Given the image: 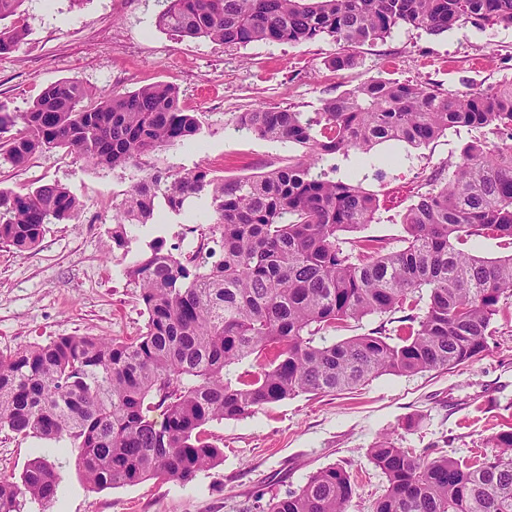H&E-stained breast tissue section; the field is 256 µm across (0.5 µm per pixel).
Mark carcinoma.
<instances>
[{"label": "carcinoma", "mask_w": 512, "mask_h": 512, "mask_svg": "<svg viewBox=\"0 0 512 512\" xmlns=\"http://www.w3.org/2000/svg\"><path fill=\"white\" fill-rule=\"evenodd\" d=\"M25 0H0V55L25 31L3 21ZM472 21L512 25V0H163L156 27L226 47L353 45L403 25L440 34ZM81 82L49 85L25 112L0 103V163L22 167L67 149L137 180L112 206V243L154 219L159 202L185 213L190 198L210 212L208 254H175L158 240L128 269L148 319L133 339L58 336L0 353V431L80 449L94 488L151 477L185 483L219 463L205 427L254 414L300 394L353 390L384 373L411 375L472 362L488 350L499 302L512 296V255L463 249L472 236L512 241V145L477 139L446 179L428 177L402 223L396 250L343 235L373 222L379 200L334 177L336 155L367 156L388 141L414 148L455 127L490 128L512 140V83L443 93L421 81L374 79L323 101L312 114L257 106L232 120L236 132L304 149L294 164L251 176L215 177L197 166L171 173L143 158L201 131L177 89L156 83L96 104ZM80 202L59 183L27 194L0 190V243L33 249L49 224L71 221ZM428 291L425 310L415 294ZM410 311L396 337L381 328L330 342L324 333L373 314ZM259 362L247 377L233 371ZM161 411L162 419L153 417ZM494 454L468 464L402 448L388 435L368 455L386 479L374 512H512V427L491 438ZM56 466L31 459L19 481H0V512L49 504ZM355 484L330 465L271 503L267 512H348Z\"/></svg>", "instance_id": "cac0c4a2"}]
</instances>
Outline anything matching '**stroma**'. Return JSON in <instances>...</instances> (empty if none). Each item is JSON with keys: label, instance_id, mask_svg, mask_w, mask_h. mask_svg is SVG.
<instances>
[{"label": "stroma", "instance_id": "35a3bbf8", "mask_svg": "<svg viewBox=\"0 0 512 512\" xmlns=\"http://www.w3.org/2000/svg\"><path fill=\"white\" fill-rule=\"evenodd\" d=\"M162 0H26L14 52L0 55V102L23 112L50 84L81 81L93 99L165 82L183 107L202 115L197 139L166 147L145 163L173 172L199 165L217 176H244L287 165L300 147L235 132V113L259 105L320 111L324 99L372 79L431 83L443 92L486 91L512 81V26L474 25L432 34L410 26L384 39L343 47L330 38L302 44L253 42L227 48L156 28ZM351 66L334 68L342 53ZM476 137L449 129L416 149L389 141L354 169L337 157L336 176L377 194L381 208L357 232L387 249L403 245L402 217L417 186L447 177ZM57 182L80 201L77 219L52 224L27 252L0 247V352L58 336L131 338L147 321L128 266L156 239L187 254L203 225L167 215L164 223L132 227L125 248L108 250L112 204L132 183L131 171H110L57 149L25 166L0 167V189L27 193ZM489 349L479 359L443 371L384 374L336 395L303 394L253 415L211 423L208 440L223 448L220 463L179 484L150 478L94 490L77 466V451L0 432V479L18 480L43 456L60 474V495L45 512H265L272 499L302 486L320 468L348 470L356 493L349 512H372L385 477L368 457L382 435L422 455L460 459L491 454L489 439L512 423V296L502 298Z\"/></svg>", "mask_w": 512, "mask_h": 512}]
</instances>
